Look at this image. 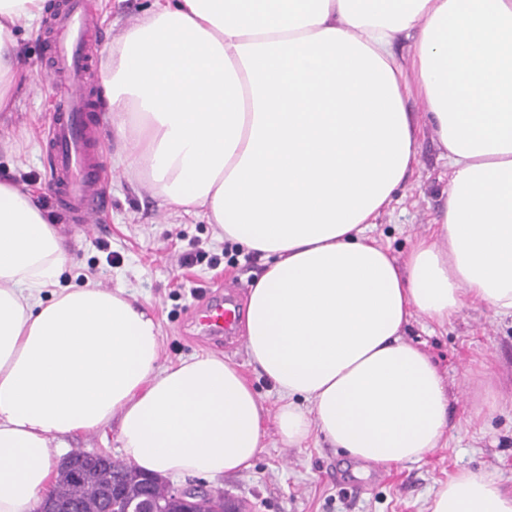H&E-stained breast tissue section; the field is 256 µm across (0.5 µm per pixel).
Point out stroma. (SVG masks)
<instances>
[{
	"mask_svg": "<svg viewBox=\"0 0 512 512\" xmlns=\"http://www.w3.org/2000/svg\"><path fill=\"white\" fill-rule=\"evenodd\" d=\"M101 17L104 47H111L122 30L142 16L148 0H91ZM18 52L30 77L17 95L14 111L0 112V179L8 178L51 205L50 172L40 143L51 117V90L43 69L48 45L41 29L20 30ZM419 118L417 155L405 183L390 207L370 231L371 237L403 259L415 239L432 233L448 190V168L431 126L424 122L418 100L406 103ZM103 140L112 181L103 205V225L87 237L65 218H58L71 241L73 261L60 277L61 287H77L94 277L104 287L123 288L161 326V365L215 354L238 366L266 406L265 447L249 469L210 480L212 489L245 500L254 512H429L434 492L458 471L470 470L499 478L512 486V319L467 307L439 326L414 318L407 341L419 345L435 362L448 390L451 426L440 448L424 460L366 470L331 448L320 434L300 447L284 446L274 416L280 398L248 356L243 336L234 344H213L194 338L197 309L218 292L220 283L237 281L251 288L264 272L265 261L251 255L249 263L209 267L201 261L181 265L194 247L221 253L224 235L202 217L173 212L149 187L126 173L119 162L124 152L113 131ZM121 257L107 261L108 253ZM493 375L499 398L496 412L475 417L474 403ZM104 453L123 460L117 429L80 433L52 441L51 455L62 460L75 450Z\"/></svg>",
	"mask_w": 512,
	"mask_h": 512,
	"instance_id": "1",
	"label": "stroma"
}]
</instances>
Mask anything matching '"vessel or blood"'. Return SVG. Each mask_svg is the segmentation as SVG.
<instances>
[{
  "mask_svg": "<svg viewBox=\"0 0 512 512\" xmlns=\"http://www.w3.org/2000/svg\"><path fill=\"white\" fill-rule=\"evenodd\" d=\"M90 0H67L52 17L55 37L50 45L46 78L55 95L54 112L44 137L55 204L68 223L84 234L98 228L105 189L112 178L104 164L102 114L91 103L89 80L101 42H89L96 28ZM239 312L233 301L217 299L197 313V324L219 340L234 339Z\"/></svg>",
  "mask_w": 512,
  "mask_h": 512,
  "instance_id": "b4317fda",
  "label": "vessel or blood"
}]
</instances>
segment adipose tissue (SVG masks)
<instances>
[{"mask_svg": "<svg viewBox=\"0 0 512 512\" xmlns=\"http://www.w3.org/2000/svg\"><path fill=\"white\" fill-rule=\"evenodd\" d=\"M47 0H0V112L24 80L16 32ZM411 43L397 56L399 36ZM126 172L261 255L243 337L295 448L424 459L450 428L443 377L404 338L413 316L512 317V0H151L104 62ZM418 98L444 149L434 234L397 260L368 231L416 156ZM72 260L38 199L0 179V512H38L53 439L119 429L157 476L221 477L263 450L266 409L216 355L160 365L149 310ZM430 512H512L462 470Z\"/></svg>", "mask_w": 512, "mask_h": 512, "instance_id": "1", "label": "adipose tissue"}]
</instances>
